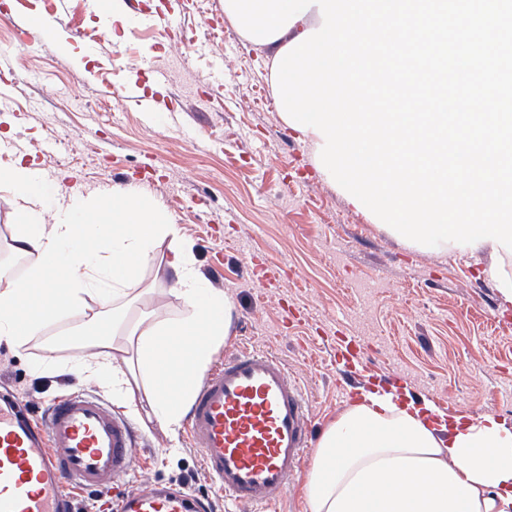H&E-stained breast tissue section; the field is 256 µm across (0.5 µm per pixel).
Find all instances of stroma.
I'll use <instances>...</instances> for the list:
<instances>
[{
  "label": "stroma",
  "instance_id": "1",
  "mask_svg": "<svg viewBox=\"0 0 512 512\" xmlns=\"http://www.w3.org/2000/svg\"><path fill=\"white\" fill-rule=\"evenodd\" d=\"M53 2L0 8V52L15 60L16 84L0 107V141L28 147L0 152V170L38 172L47 219L75 190L89 203L118 188L153 201L175 233L132 284L131 312L180 315L167 260L187 244L200 277L236 306L233 334L215 345L211 365L237 350L278 355L301 384L314 436L350 406L336 373L344 339L365 373L396 374L415 400L512 426V302L485 279L489 257L413 250L352 208L317 170L312 145L267 105L268 48L211 28L224 0H141L152 26L121 31L117 42L88 0H68L62 12ZM32 12L53 18L54 38L22 34ZM171 26L183 45L165 54L159 43ZM126 84L152 111L117 95ZM21 206L1 182L0 263L17 277L32 262L13 249ZM76 322L61 317L19 350L0 339V384L35 416L72 390L113 397L102 382L61 371L72 356L54 340ZM137 432L130 484H180L217 512H239L214 489L185 426Z\"/></svg>",
  "mask_w": 512,
  "mask_h": 512
}]
</instances>
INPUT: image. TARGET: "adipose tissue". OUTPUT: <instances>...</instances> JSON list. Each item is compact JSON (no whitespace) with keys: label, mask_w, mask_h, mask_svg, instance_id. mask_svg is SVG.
Returning a JSON list of instances; mask_svg holds the SVG:
<instances>
[{"label":"adipose tissue","mask_w":512,"mask_h":512,"mask_svg":"<svg viewBox=\"0 0 512 512\" xmlns=\"http://www.w3.org/2000/svg\"><path fill=\"white\" fill-rule=\"evenodd\" d=\"M1 181L25 203L14 251L37 259L25 276L0 272V335L21 346L60 312H75L78 323L62 339L71 374L106 379L117 405L140 419L179 425L214 346L231 334L232 300L204 286L181 246L169 264L183 314L152 309L129 320V286L173 225L129 191L93 209L73 196L47 223L33 169L0 171ZM164 384L173 397L161 394ZM303 491L308 512H512V427L492 414L448 418L378 388L327 426Z\"/></svg>","instance_id":"obj_1"}]
</instances>
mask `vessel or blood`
I'll return each mask as SVG.
<instances>
[{
    "label": "vessel or blood",
    "mask_w": 512,
    "mask_h": 512,
    "mask_svg": "<svg viewBox=\"0 0 512 512\" xmlns=\"http://www.w3.org/2000/svg\"><path fill=\"white\" fill-rule=\"evenodd\" d=\"M187 435L225 499L264 508L297 481L313 443L303 391L268 351H240L196 387ZM137 430L101 397L80 390L41 420L0 398V512H76L78 494L129 476ZM188 490L152 484L102 512H206Z\"/></svg>",
    "instance_id": "obj_1"
}]
</instances>
